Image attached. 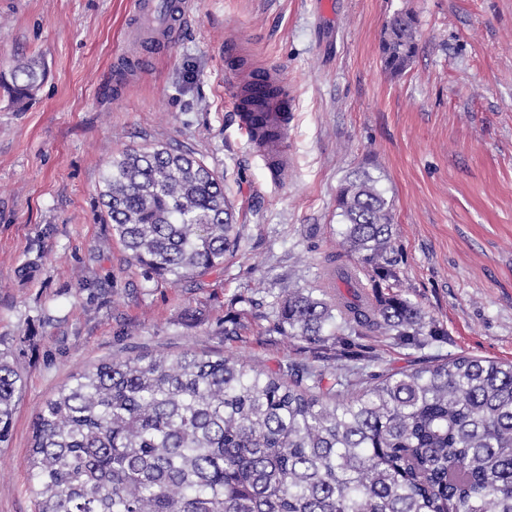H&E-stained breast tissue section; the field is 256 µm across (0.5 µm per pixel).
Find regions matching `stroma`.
Segmentation results:
<instances>
[{
  "label": "stroma",
  "mask_w": 512,
  "mask_h": 512,
  "mask_svg": "<svg viewBox=\"0 0 512 512\" xmlns=\"http://www.w3.org/2000/svg\"><path fill=\"white\" fill-rule=\"evenodd\" d=\"M129 0H0V72L43 61L34 100L0 91V349L24 390L0 443V512H35L33 421L70 378L141 351L231 354L334 374L335 345L267 332L285 288L319 285L339 249L337 194L359 168L394 202L397 273L444 329L414 350L362 339L382 370L466 355L512 361V0H194L163 59L114 87ZM417 18L418 51L383 69L388 18ZM288 80V167L271 180L240 131L248 71ZM189 149L223 175L242 246L224 271L144 282L99 203L127 147ZM259 315H252L251 303ZM238 317L242 336L224 335Z\"/></svg>",
  "instance_id": "obj_1"
}]
</instances>
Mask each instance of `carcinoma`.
Masks as SVG:
<instances>
[{
  "mask_svg": "<svg viewBox=\"0 0 512 512\" xmlns=\"http://www.w3.org/2000/svg\"><path fill=\"white\" fill-rule=\"evenodd\" d=\"M397 12L380 42L398 77L417 49ZM34 58L0 72L11 99L36 95ZM112 230L146 282L177 284L224 266L240 232L224 180L204 159L154 145L124 149L102 176ZM361 170L340 186L348 296L283 290L271 333L343 346L370 334L421 349L445 331L398 290L393 203ZM344 365L276 370L232 356L149 351L75 375L33 422L36 512H512V362L461 355L396 373ZM359 387L351 399L343 389ZM21 377L0 353V443Z\"/></svg>",
  "mask_w": 512,
  "mask_h": 512,
  "instance_id": "carcinoma-1",
  "label": "carcinoma"
}]
</instances>
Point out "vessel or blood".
I'll return each instance as SVG.
<instances>
[{
  "instance_id": "1",
  "label": "vessel or blood",
  "mask_w": 512,
  "mask_h": 512,
  "mask_svg": "<svg viewBox=\"0 0 512 512\" xmlns=\"http://www.w3.org/2000/svg\"><path fill=\"white\" fill-rule=\"evenodd\" d=\"M192 0H131L129 29L132 37L144 40L151 54H160L169 46L171 33L189 19ZM253 93L266 85L281 87V94L264 103L237 101L238 123L252 146L260 153L272 179H279L288 164L285 138L292 120L291 104L280 72L267 69L250 81Z\"/></svg>"
}]
</instances>
